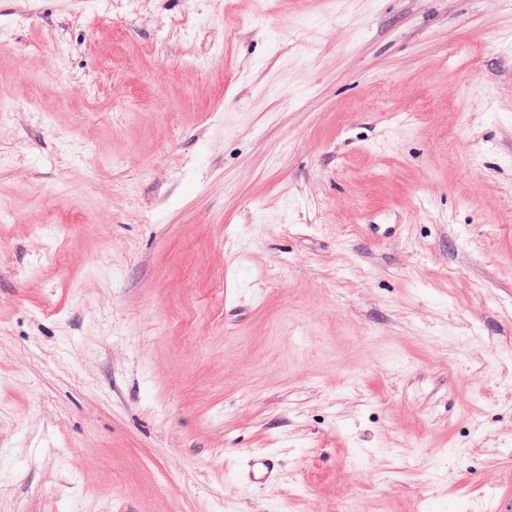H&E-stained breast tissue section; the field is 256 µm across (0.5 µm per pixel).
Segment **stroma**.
<instances>
[{
	"label": "stroma",
	"instance_id": "obj_1",
	"mask_svg": "<svg viewBox=\"0 0 512 512\" xmlns=\"http://www.w3.org/2000/svg\"><path fill=\"white\" fill-rule=\"evenodd\" d=\"M0 512H512V0H0ZM278 463L269 454H254L247 458L241 480L245 484H263L277 479Z\"/></svg>",
	"mask_w": 512,
	"mask_h": 512
}]
</instances>
